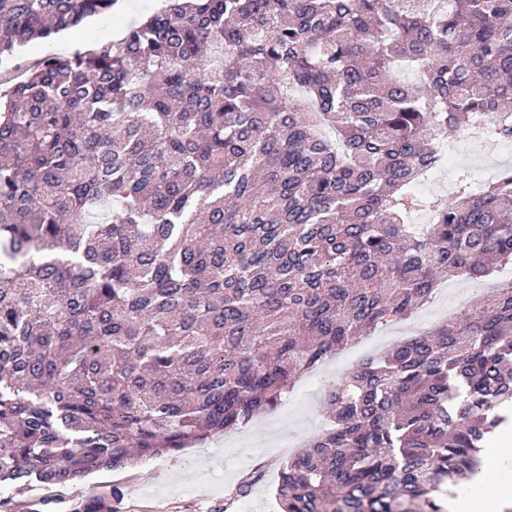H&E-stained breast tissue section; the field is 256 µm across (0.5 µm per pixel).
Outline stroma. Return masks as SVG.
<instances>
[{"label": "stroma", "instance_id": "35a3bbf8", "mask_svg": "<svg viewBox=\"0 0 512 512\" xmlns=\"http://www.w3.org/2000/svg\"><path fill=\"white\" fill-rule=\"evenodd\" d=\"M162 0H118L111 11L89 20L83 32H63L50 41L21 46L15 58L0 61V79L10 80L19 65L48 54L70 55L117 43L127 30L159 10ZM453 161L447 177L425 185L423 195L445 198L454 190L452 177L460 172L493 170L512 165V145L486 142L475 147L465 131L448 138ZM493 277L473 282L451 278L446 291L421 306L416 324H403V336L436 327L443 309L463 311L478 296L494 292ZM350 369L336 362L331 375L303 382L285 394L277 409L258 414L242 428L181 452L163 455L122 469H100L82 481L55 490L38 483L0 488V512H84L96 493L116 490L112 512H279L275 491L279 467L291 456V441L308 440L329 424L324 393L333 379ZM263 477L250 496L231 498L241 478L253 471Z\"/></svg>", "mask_w": 512, "mask_h": 512}]
</instances>
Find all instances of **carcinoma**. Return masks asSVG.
I'll return each instance as SVG.
<instances>
[{
  "label": "carcinoma",
  "instance_id": "carcinoma-1",
  "mask_svg": "<svg viewBox=\"0 0 512 512\" xmlns=\"http://www.w3.org/2000/svg\"><path fill=\"white\" fill-rule=\"evenodd\" d=\"M117 0H0V59ZM414 72L403 79L401 69ZM0 94V483L49 489L222 435L448 277L512 264V0H167ZM281 512H448L512 425V289L325 392ZM467 131H455L452 132L448 138V145L452 148L453 161L449 167V178H448V166L441 168L437 173L445 172L446 177H442L436 183L426 184L422 190H418L419 193L429 196V200L433 198H448L453 192L457 176L462 171H469L475 178H479L478 167H488L492 165V172L485 178L490 179L494 176L495 171L498 173L500 168L512 165V145L505 146V144L496 142H485L482 147L479 148L480 158L475 155V146L471 140L476 142H482L481 132L479 128H472ZM471 139V140H470ZM449 183V184H448Z\"/></svg>",
  "mask_w": 512,
  "mask_h": 512
}]
</instances>
